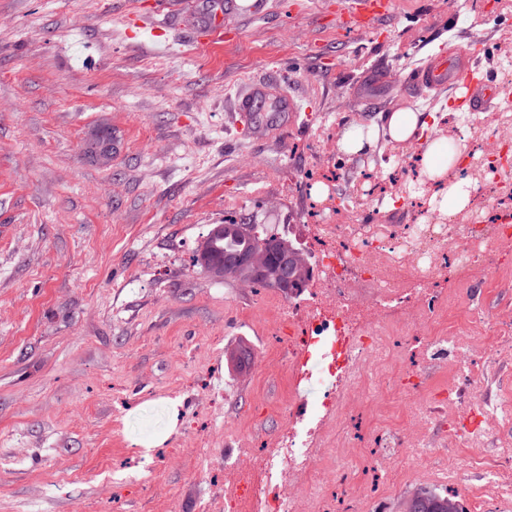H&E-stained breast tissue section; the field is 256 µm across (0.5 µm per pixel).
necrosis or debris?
Masks as SVG:
<instances>
[{
  "label": "necrosis or debris",
  "mask_w": 512,
  "mask_h": 512,
  "mask_svg": "<svg viewBox=\"0 0 512 512\" xmlns=\"http://www.w3.org/2000/svg\"><path fill=\"white\" fill-rule=\"evenodd\" d=\"M459 129L477 137L455 176L470 182L484 211L468 220L431 210L430 189L411 176V161L390 162L383 176L366 178L364 194L328 195L307 230L317 246L311 263L305 307L289 305L280 317L298 328L301 342L290 345L285 365L288 400L300 399L299 386L309 379L306 367L318 353L328 380L321 409L310 418L293 415L275 441L258 457L245 455L236 470L247 492L249 512H298L301 498H312L319 512H332L322 494L318 468L321 430L337 418L342 404L358 388L359 365H371L389 350V324L410 320L416 304L434 307V343L444 330L438 286L449 270L496 273L502 244L512 241V142L497 133L512 128V109L478 118L453 114ZM399 200L414 217L410 224H378L363 209Z\"/></svg>",
  "instance_id": "1"
}]
</instances>
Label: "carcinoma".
<instances>
[{
	"instance_id": "cac0c4a2",
	"label": "carcinoma",
	"mask_w": 512,
	"mask_h": 512,
	"mask_svg": "<svg viewBox=\"0 0 512 512\" xmlns=\"http://www.w3.org/2000/svg\"><path fill=\"white\" fill-rule=\"evenodd\" d=\"M206 251L211 258L224 260L226 282L299 291L309 279L300 249L263 224H240L226 217L224 233L209 239ZM407 512H461V509L455 497L427 492L415 498Z\"/></svg>"
}]
</instances>
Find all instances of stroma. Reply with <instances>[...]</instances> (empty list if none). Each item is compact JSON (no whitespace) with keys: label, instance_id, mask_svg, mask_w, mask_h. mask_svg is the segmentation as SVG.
Segmentation results:
<instances>
[{"label":"stroma","instance_id":"stroma-1","mask_svg":"<svg viewBox=\"0 0 512 512\" xmlns=\"http://www.w3.org/2000/svg\"><path fill=\"white\" fill-rule=\"evenodd\" d=\"M288 2L257 0L252 16L170 0L163 34L132 40L147 0H0V512H245L234 464L288 422L291 298L210 279L191 264L198 245L233 215L312 252L305 185L323 143L377 136L366 155L336 154V192L350 194L381 155L422 151L386 140L387 115L437 119L390 71L474 38L512 52V0H398L380 39L337 30L338 0L302 14ZM219 4L238 37L201 49L191 25ZM286 67L312 120L260 99L237 137L233 100ZM100 124L107 166L85 147ZM500 271L499 288L479 272L441 285L445 308L483 317L452 320L451 335L487 351L512 333V256ZM446 365L406 345L367 371L318 458L337 512H405L424 492L512 512L499 493L512 468L474 465L512 454V426L452 441L434 422L425 451L410 446L411 406L441 399ZM477 374L512 416V357L488 352ZM451 458L469 463L454 480Z\"/></svg>","mask_w":512,"mask_h":512}]
</instances>
